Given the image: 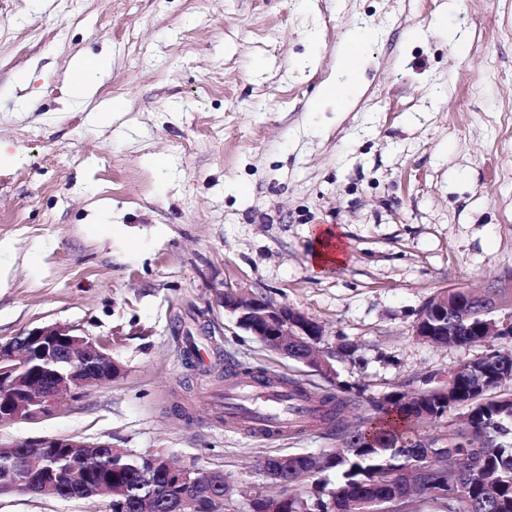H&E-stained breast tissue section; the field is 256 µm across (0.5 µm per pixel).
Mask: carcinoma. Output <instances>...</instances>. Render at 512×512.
<instances>
[{
    "instance_id": "carcinoma-1",
    "label": "carcinoma",
    "mask_w": 512,
    "mask_h": 512,
    "mask_svg": "<svg viewBox=\"0 0 512 512\" xmlns=\"http://www.w3.org/2000/svg\"><path fill=\"white\" fill-rule=\"evenodd\" d=\"M473 316L462 323L460 335L451 340L473 344L482 340L481 321L485 318L483 305L470 304ZM225 376H245L264 384L266 372L236 365L225 370ZM302 397L318 404V421L324 427L346 434L344 448L335 459L324 461L315 455L299 454L298 465L322 473L334 470L339 482L334 487L325 483L316 486L308 497L284 496L275 512H393L384 483L387 476L401 473L421 486V495L445 512H512V392L476 397L464 378L456 379L449 394L435 396L440 411L431 408L425 399H406V392L395 391L382 402L373 404L376 415L362 417L350 427L345 418L347 409L360 405L359 396L327 392L312 396L298 382L290 380ZM467 402L470 407L467 428L454 419V407ZM395 416L406 429L428 426L448 419V446L438 448L437 441H424L417 434H400L385 427L388 417ZM46 465L55 470L60 496L88 498L93 486L110 481L121 487L125 496L112 502V512H141L146 500L155 504L153 512H176L185 487L165 473L146 475L143 461L136 455H120L109 448H98L88 466L84 484L70 482L67 477L70 462L61 449H49ZM461 468V479L468 489L465 502L449 494L448 467ZM223 490L206 477H199L195 489L196 512H212L211 495Z\"/></svg>"
}]
</instances>
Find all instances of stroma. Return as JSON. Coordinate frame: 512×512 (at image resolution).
<instances>
[{
  "instance_id": "35a3bbf8",
  "label": "stroma",
  "mask_w": 512,
  "mask_h": 512,
  "mask_svg": "<svg viewBox=\"0 0 512 512\" xmlns=\"http://www.w3.org/2000/svg\"><path fill=\"white\" fill-rule=\"evenodd\" d=\"M368 35L356 65L346 38ZM111 56L89 97L72 62ZM348 90L344 102L327 88ZM0 343L60 324L121 372L0 441L76 436L220 471L226 512L272 491L270 456L326 454L323 426L260 439L214 406L239 364L329 389L225 312L291 305L350 345L335 383L369 403L447 384L512 335L413 336L445 289L512 326V0H0ZM343 266L313 273L312 231ZM0 512H105L13 492ZM312 237L316 243L313 254L314 270L324 272L334 265L344 263L347 257L345 242L330 226H315Z\"/></svg>"
}]
</instances>
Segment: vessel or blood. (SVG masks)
I'll use <instances>...</instances> for the list:
<instances>
[{
	"label": "vessel or blood",
	"mask_w": 512,
	"mask_h": 512,
	"mask_svg": "<svg viewBox=\"0 0 512 512\" xmlns=\"http://www.w3.org/2000/svg\"><path fill=\"white\" fill-rule=\"evenodd\" d=\"M224 401L236 404V423L251 436H282L312 420L311 402L282 385L241 379L225 387Z\"/></svg>",
	"instance_id": "vessel-or-blood-1"
}]
</instances>
